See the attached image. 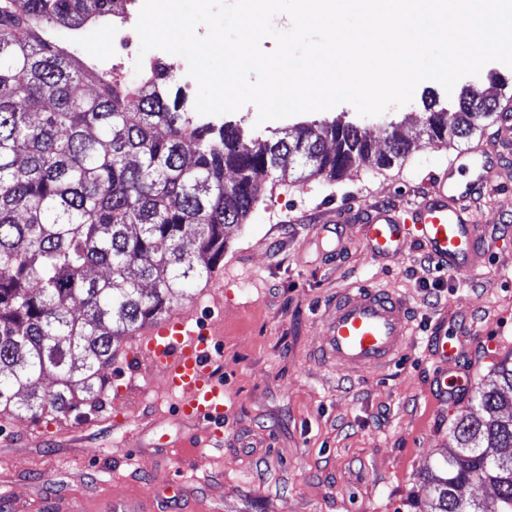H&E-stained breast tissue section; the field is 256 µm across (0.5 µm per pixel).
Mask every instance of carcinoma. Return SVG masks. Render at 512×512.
<instances>
[{
    "label": "carcinoma",
    "instance_id": "cac0c4a2",
    "mask_svg": "<svg viewBox=\"0 0 512 512\" xmlns=\"http://www.w3.org/2000/svg\"><path fill=\"white\" fill-rule=\"evenodd\" d=\"M124 2L0 0L1 417L95 403L120 341L209 276L262 185L334 179L371 154L372 132L338 116L248 141L185 111L157 61L134 81L98 74L88 92L89 65L57 29L122 23ZM499 106L466 89L420 135L468 140ZM474 399L483 415L459 419L426 485L431 512H512L511 358ZM475 481L490 503L462 495Z\"/></svg>",
    "mask_w": 512,
    "mask_h": 512
}]
</instances>
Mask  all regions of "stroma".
Here are the masks:
<instances>
[{
	"instance_id": "stroma-1",
	"label": "stroma",
	"mask_w": 512,
	"mask_h": 512,
	"mask_svg": "<svg viewBox=\"0 0 512 512\" xmlns=\"http://www.w3.org/2000/svg\"><path fill=\"white\" fill-rule=\"evenodd\" d=\"M69 48L111 71L118 48L111 25L74 33ZM104 42L90 50L92 40ZM452 98L433 80L410 103L387 109L410 137L424 100ZM495 123L446 147L421 141L405 161L366 164L337 180L263 186L245 224L227 235L215 274L223 290L199 283L175 301L195 326H218L213 372L224 385V426L182 417L162 374L140 356L141 333L124 337L92 409L76 416L0 417V512H162L169 482L182 485L173 512H428L425 482L455 448L461 415H481L472 395L437 403L426 339L435 325L474 342L473 385L512 356V148ZM503 152L478 218L489 263L474 276L438 266L413 242L398 259L373 260L358 219L376 204L404 208L458 151ZM346 213L342 252L316 244L318 220ZM369 280L401 292L413 307L415 336L389 369L352 374L316 358L323 314L336 292Z\"/></svg>"
}]
</instances>
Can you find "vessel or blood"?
I'll list each match as a JSON object with an SVG mask.
<instances>
[{
  "mask_svg": "<svg viewBox=\"0 0 512 512\" xmlns=\"http://www.w3.org/2000/svg\"><path fill=\"white\" fill-rule=\"evenodd\" d=\"M459 169L433 175L430 188L400 219L390 207L368 209L362 225L363 243L376 260H390L416 239L440 268L465 276L486 265L484 227L475 206L490 191V173L498 156L459 153ZM412 337L411 308L392 288L357 281L337 292L324 317L318 357L360 373L389 367ZM436 361L431 388L439 400L456 401L471 386L463 337L436 330L427 338ZM139 352L163 373L169 390L178 395V410L187 419L224 420V386L209 367L213 360L209 331L193 329L187 315L169 316L148 330Z\"/></svg>",
  "mask_w": 512,
  "mask_h": 512,
  "instance_id": "1",
  "label": "vessel or blood"
}]
</instances>
